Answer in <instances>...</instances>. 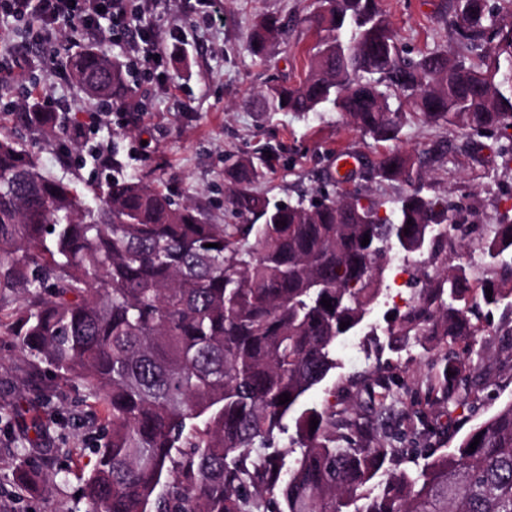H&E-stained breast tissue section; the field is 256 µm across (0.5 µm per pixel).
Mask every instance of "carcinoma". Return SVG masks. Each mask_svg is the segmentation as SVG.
Instances as JSON below:
<instances>
[{
	"label": "carcinoma",
	"instance_id": "obj_1",
	"mask_svg": "<svg viewBox=\"0 0 512 512\" xmlns=\"http://www.w3.org/2000/svg\"><path fill=\"white\" fill-rule=\"evenodd\" d=\"M503 2L449 0L454 46L411 59L378 0H318L304 18L318 34L305 78L266 88L262 111L330 105L377 143L398 140L417 115L512 154V0ZM281 29L259 19L253 55ZM67 67L104 101L134 93L125 65L96 48ZM16 124L50 135L54 116L18 112ZM444 153L394 148L367 169L409 187L385 215L382 202L343 190L272 206L254 188L264 158L246 159L227 173L228 204L255 219L242 228L123 173L89 198L0 134V294L14 295L12 340L33 372L79 384L103 416L86 512H512V401L440 454L421 445L436 433L423 412L406 431L383 428L398 411L384 383L365 414L307 402L337 368L336 342L363 328L383 295L390 254L421 255L468 223L464 202L424 192L425 164ZM481 251L480 287L463 267L445 269L389 325L392 336L463 344L431 382L456 408L475 387L470 307L512 310V206ZM488 335L512 357V326ZM408 461L417 468L394 469Z\"/></svg>",
	"mask_w": 512,
	"mask_h": 512
}]
</instances>
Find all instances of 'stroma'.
<instances>
[{
	"instance_id": "obj_1",
	"label": "stroma",
	"mask_w": 512,
	"mask_h": 512,
	"mask_svg": "<svg viewBox=\"0 0 512 512\" xmlns=\"http://www.w3.org/2000/svg\"><path fill=\"white\" fill-rule=\"evenodd\" d=\"M128 8L147 5L148 27L137 46L157 52L144 67L131 61L119 47L98 41L108 56L124 61L134 94L113 107L111 127L91 134L88 145L70 142L63 131L44 137L16 127L11 110L24 104L29 92H50L57 100L60 120L77 116L90 121L100 106L75 82L64 59L49 61L35 37L16 23L10 40L15 47V75L0 82V132L33 145L44 171L62 177L82 193L104 180L106 169L92 160L94 146L118 149L123 170L137 174L168 192L175 200L192 199L220 224H241L225 198V171L243 158L268 153L267 163L255 184L271 202L294 199L298 190L330 191L327 173L335 171L341 155L354 153L378 162L387 146L362 137L331 108L309 115L264 112L260 91L267 86L298 83L307 72L309 51L317 41L304 18L316 0H223L224 22L211 21L213 0H126ZM399 34L404 56L416 59L437 47L449 46L448 0H380ZM279 17L284 25L273 38L265 60L248 49L250 31L257 17ZM474 138L458 130L442 131L411 118L397 141L400 148L427 153L443 147L446 160L428 166L424 180L432 190L455 199L465 197L472 207L473 232L467 242L444 240L434 254L421 255L429 271L444 266H466L473 285L485 277L480 252L491 237L502 196L512 193V158L503 156L494 139H484L474 151ZM387 291L370 313L369 331L345 337L336 345L339 366L313 390L308 400L323 403L335 387H343L353 412L366 409L379 391V380L391 381L406 409H424L432 424L447 425L444 435L432 438L433 447L449 451L469 429L502 404L512 401V366L504 364L498 337L480 336L473 347L474 364L489 368L493 384L476 387L468 409H449L441 401L428 403V387L448 349L428 336L393 338L387 333L389 316L404 313L406 301L426 287L423 278H412L400 258H393L387 273ZM11 294L0 296V409L12 411L36 405V415L65 433V441H39L32 464L42 467L43 478L31 491L16 487L18 463L14 439L23 423L13 420L0 430V512H85L79 493L88 473L90 447L100 438V422L87 418L83 391L49 373L32 374L26 359L15 348L5 311ZM53 390L52 403L37 400ZM82 449L67 478L56 471L65 462L58 445Z\"/></svg>"
}]
</instances>
